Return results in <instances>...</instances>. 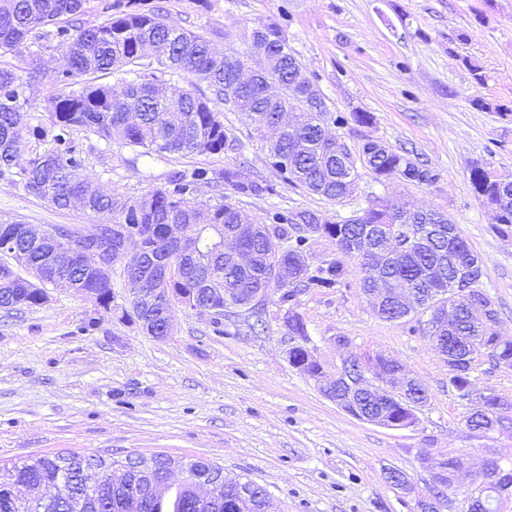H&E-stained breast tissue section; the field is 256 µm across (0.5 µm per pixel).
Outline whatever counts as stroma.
Wrapping results in <instances>:
<instances>
[{
  "label": "stroma",
  "mask_w": 512,
  "mask_h": 512,
  "mask_svg": "<svg viewBox=\"0 0 512 512\" xmlns=\"http://www.w3.org/2000/svg\"><path fill=\"white\" fill-rule=\"evenodd\" d=\"M169 20L202 34L218 51L235 55L259 25L275 22L322 93L328 111L346 123L330 127L351 152L371 136L394 151L412 152L437 175L426 185L378 182L358 166L355 187L330 202L284 183L265 160L255 133L238 112L224 124L237 140L219 155L137 157L120 133L102 141L79 129L73 137L83 165L100 188L136 197L163 184L176 169L216 170L246 163L251 177L273 194L240 198L249 220L272 209H313L337 221L385 198L410 209L448 214L483 260L482 285L512 340V237H501L469 181L472 162L512 172V0H163ZM43 58L26 121H46V105L61 90L64 57L55 36L33 44ZM480 68L472 75L468 63ZM503 105L480 110L478 101ZM373 117L363 127L352 113ZM0 219L29 224L84 225L94 216L58 210L0 180ZM115 306L96 308L84 294L49 288L40 307L0 310V464L44 454L77 452L207 459L225 474L254 481L271 494L275 512H417L430 474L420 453L453 452L464 471L447 489L443 512H466L474 474L492 458L512 457V435L472 436L465 421L473 404L449 383L448 364L429 336L407 321L378 318L350 287L324 296L307 292L296 312L307 344L326 375L343 356L384 353L424 388L414 427L392 430L359 421L326 398L314 380L290 364L285 310L270 295L266 329L252 333L248 315L226 319L214 333L208 316L172 310V333L155 339L123 319L132 286L114 265ZM96 315L98 327L81 326ZM347 337V346L336 344ZM472 390L512 402V369L475 358ZM409 486L394 487L391 469Z\"/></svg>",
  "instance_id": "stroma-1"
}]
</instances>
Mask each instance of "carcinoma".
<instances>
[{
	"label": "carcinoma",
	"instance_id": "cac0c4a2",
	"mask_svg": "<svg viewBox=\"0 0 512 512\" xmlns=\"http://www.w3.org/2000/svg\"><path fill=\"white\" fill-rule=\"evenodd\" d=\"M85 0H0V55L18 53L30 36L48 27L56 28L66 66L57 74L62 90L49 101V124H21L20 112L28 105L30 90L42 69L38 52L23 56L26 76L0 68V178L26 193L49 201L58 210H82L103 218L120 229L112 234V262L120 261L121 249L131 242L138 248L148 272L146 287L173 288L201 303L210 301L207 289H224L215 302L226 308H245L255 317L252 327L263 326V301L278 291V302L292 305L299 294L314 290L323 295L350 285L349 260L358 262L359 288L374 313L386 321L410 316L426 318L428 327L440 321L446 308L454 307L455 292L468 293L472 302L492 304L491 322L480 326L477 317L458 309L457 319L445 321L440 332H429L432 340L456 349L448 361L452 386L465 397L471 384L475 355L484 351L497 366L512 368V340L502 337L497 306L481 288L458 277V265L473 264L482 270V260L461 236L448 215L434 210H391L378 199L354 218L331 221L317 210H270L263 221L242 217L227 191L239 197H261L273 192L267 183L250 178L241 165L222 170L192 166L170 173L165 185L136 197L101 191L95 178L85 171L81 150L72 139L78 128L107 142L112 130L120 128L125 144L139 149L149 159L171 155L220 154L234 149L231 130L224 125V109L241 112L264 142L266 159L282 180L328 201L350 194L355 182L357 159H364L375 179H399L406 184H428L436 175L428 165L398 153L382 141L367 138L358 156L328 134V126L345 124L332 112L291 113L292 124L281 127L282 103L289 102L288 83L296 76L300 61L289 53L272 61V78L242 85L237 81L240 58L214 51L200 34L167 20L155 6L146 10L127 9L99 25L78 22ZM120 75L117 83L95 82L97 74ZM184 75L203 82L211 97L182 89L176 96L161 99L156 87L173 76ZM33 148L25 163L18 161L22 144ZM470 184L485 205L498 206L503 196L511 197L503 210L499 233H512V174H493L479 163L471 166ZM203 186L224 187L221 195L208 201L198 198ZM180 224L186 239H165L162 225ZM224 226V238L235 243L245 260L224 256V263L211 260L198 235V225ZM320 231L336 245V257L313 268L308 262L310 233ZM0 249V304L15 303L22 310L37 306L41 289L15 271ZM29 272L51 283L49 251L26 252ZM177 276L167 277L171 267ZM77 292L94 288L98 306L108 309L114 301L110 279L99 276L81 256L69 273ZM293 358L300 370L317 379L319 365L309 353L296 348ZM401 364L384 354L363 360L348 358L343 375L334 388L320 386L326 397H341L362 380L363 373L376 377L390 374ZM363 408L398 422L414 420L403 401L376 396L362 399ZM161 463L179 469L185 477L176 487L178 498L169 512H266L269 494L265 488L248 498L241 497L243 481L224 478V496L197 505L196 480L224 472V467L204 459L176 460L159 455ZM74 485L82 472L96 463L93 455L75 452L44 455L10 467L0 465V512H162L160 504L171 485L155 491V472L124 474L112 461V480L85 495L82 507L70 508L61 491L63 461ZM499 459L489 460L476 475L468 497L467 512H497L500 490L493 470ZM453 456L436 460L428 467L431 484L417 500L420 512H434V499L450 487Z\"/></svg>",
	"mask_w": 512,
	"mask_h": 512
}]
</instances>
